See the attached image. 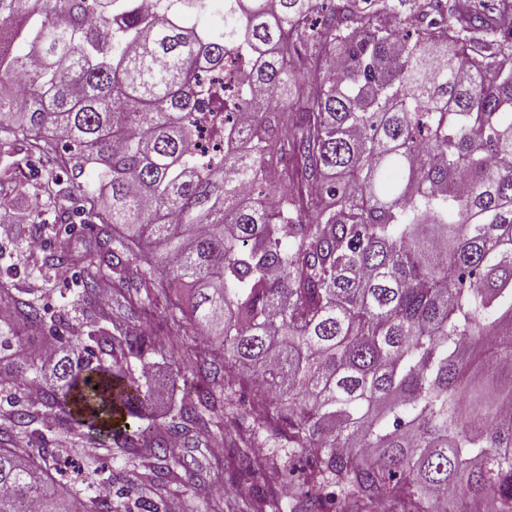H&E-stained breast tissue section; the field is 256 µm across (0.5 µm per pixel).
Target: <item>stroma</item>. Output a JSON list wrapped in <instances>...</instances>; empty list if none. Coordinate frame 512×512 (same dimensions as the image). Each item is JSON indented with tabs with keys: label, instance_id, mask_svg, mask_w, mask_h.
Wrapping results in <instances>:
<instances>
[{
	"label": "stroma",
	"instance_id": "1",
	"mask_svg": "<svg viewBox=\"0 0 512 512\" xmlns=\"http://www.w3.org/2000/svg\"><path fill=\"white\" fill-rule=\"evenodd\" d=\"M56 164L49 159L37 162L34 169L24 171L18 186L7 199L26 212H33L42 200L41 184ZM53 207H46L38 224H10V214L0 209V222L9 223L7 234L0 236V280L9 283L17 300L36 301L42 307L47 324L42 333L32 332L17 317L0 320V336H19L27 348H34L40 335H68L78 324L84 334H92L99 323L89 306L79 298L83 266L81 260L95 250L98 227L94 224H59L54 220ZM67 249L71 262L56 265L52 257L59 249ZM36 432L28 445L44 448L57 455L62 469L55 476L64 489L89 499L95 489L87 475L105 470L111 478L108 486L113 501L122 502L134 478L124 456L87 446L79 429L64 430L58 424L36 423ZM215 439L207 433L196 434L191 446L181 447L180 453L194 461L191 472L184 474V484L165 493V500L177 499L185 512H206L207 503L217 487H224V512H237V502L244 496H262L269 491H281L283 482L278 472L267 475L265 483L250 486L233 477L234 459L231 449L217 451Z\"/></svg>",
	"mask_w": 512,
	"mask_h": 512
}]
</instances>
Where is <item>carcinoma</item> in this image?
<instances>
[{"label": "carcinoma", "mask_w": 512, "mask_h": 512, "mask_svg": "<svg viewBox=\"0 0 512 512\" xmlns=\"http://www.w3.org/2000/svg\"><path fill=\"white\" fill-rule=\"evenodd\" d=\"M165 2L0 0V41L30 43L0 49V191L21 147L97 172L83 295L110 284L129 311L45 340L56 385L12 428L82 422L130 463L144 448L150 492L190 470L168 448L197 429L261 482V429L304 461L291 512H512V0H336L318 26L320 0H224L229 40ZM232 44L252 56L249 124L224 113L205 157L199 75ZM44 193L69 190L56 174ZM0 303L43 324L34 301L0 287ZM155 320L178 402L162 424L128 365L163 350ZM188 320L209 349L183 345ZM51 470L42 448L0 445V512H78ZM243 509L283 512L272 493Z\"/></svg>", "instance_id": "obj_1"}]
</instances>
